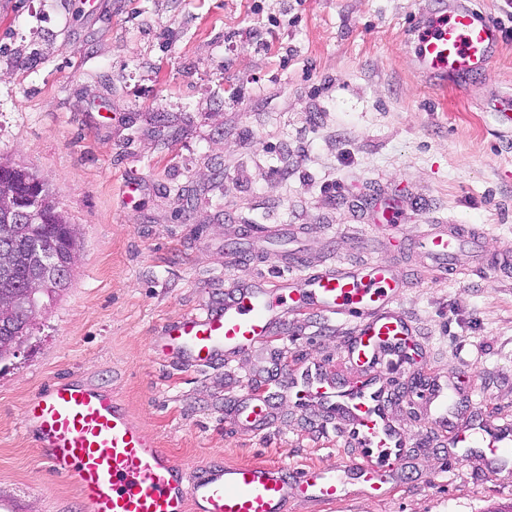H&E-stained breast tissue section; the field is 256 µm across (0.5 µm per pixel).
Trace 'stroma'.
Segmentation results:
<instances>
[{"mask_svg":"<svg viewBox=\"0 0 512 512\" xmlns=\"http://www.w3.org/2000/svg\"><path fill=\"white\" fill-rule=\"evenodd\" d=\"M458 2L507 32L488 73L434 86L415 68L424 0H0V162L35 173L81 233L68 288L0 361V512H85L22 430L26 404L60 378L111 391L189 475L209 460L347 459L340 423L292 393L264 434L229 409L312 362L351 376L348 323L309 311L200 366L155 347L168 321L292 260L399 267L415 350L390 379L447 376L512 420V268L489 275L464 255L442 275L411 246L449 222L512 250V133L492 120L512 93V0ZM380 199L400 209L389 237ZM244 224L270 232L245 239ZM395 418L411 463L384 499L354 486L293 512L512 503V455L489 474L438 446L422 411Z\"/></svg>","mask_w":512,"mask_h":512,"instance_id":"obj_1","label":"stroma"}]
</instances>
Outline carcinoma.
I'll use <instances>...</instances> for the list:
<instances>
[{
	"mask_svg": "<svg viewBox=\"0 0 512 512\" xmlns=\"http://www.w3.org/2000/svg\"><path fill=\"white\" fill-rule=\"evenodd\" d=\"M8 179L17 196L23 200L34 198L39 210L41 222L38 224H0V237L10 238L14 253L9 269L0 271V293L15 292L24 287L32 274L31 240L40 239L43 247L59 253L63 259H71L80 247L79 231L65 213L47 185L33 172L0 163V178ZM71 274H66L53 285V288L35 296L33 305L42 310L53 301L59 292L67 287ZM28 314L22 311L0 309V322L10 325L15 335L28 337L31 335L27 326Z\"/></svg>",
	"mask_w": 512,
	"mask_h": 512,
	"instance_id": "1",
	"label": "carcinoma"
}]
</instances>
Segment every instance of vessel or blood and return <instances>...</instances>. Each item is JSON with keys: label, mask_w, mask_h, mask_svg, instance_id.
<instances>
[{"label": "vessel or blood", "mask_w": 512, "mask_h": 512, "mask_svg": "<svg viewBox=\"0 0 512 512\" xmlns=\"http://www.w3.org/2000/svg\"><path fill=\"white\" fill-rule=\"evenodd\" d=\"M499 48L498 28L479 21L469 7L441 5L419 14L414 54L426 81L462 82L486 73ZM422 246L433 271L455 269L464 252L479 257L489 272L512 265L511 251L489 250L478 232L458 224L431 225ZM401 280L400 270L385 262L292 273L277 288L257 280L225 289L223 301L164 328L171 353L211 361L266 343L289 314L303 309L349 322L348 358L362 367L364 379H338L314 363L301 370L295 393L299 402H320L344 421L341 436L350 455L339 469L205 462L189 482L111 392L67 379L55 380L28 403L25 426L34 432L48 469L75 480L88 512H290L299 500H341L351 479L372 497H382L408 465L406 437L390 415L396 403L429 407L452 446L479 449L495 463L512 447L511 420L476 412L474 427L455 430L457 412L474 403L447 378L412 391L386 378L412 332L397 302ZM275 399L269 392L246 394L237 409L240 424L269 429Z\"/></svg>", "instance_id": "obj_1"}]
</instances>
